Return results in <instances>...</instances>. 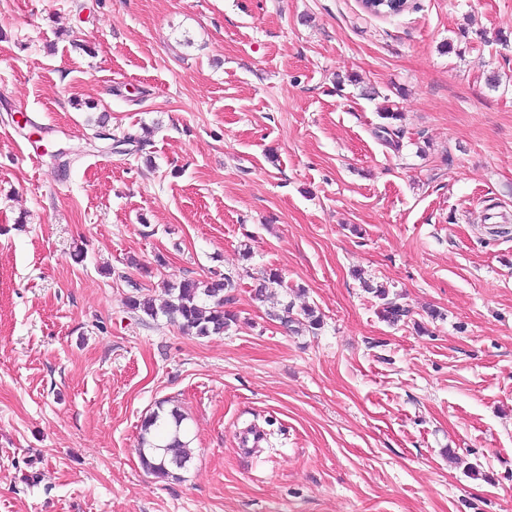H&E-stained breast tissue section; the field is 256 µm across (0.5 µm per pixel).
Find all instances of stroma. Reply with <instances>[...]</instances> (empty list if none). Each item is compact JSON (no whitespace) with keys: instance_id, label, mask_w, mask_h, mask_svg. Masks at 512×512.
<instances>
[{"instance_id":"1","label":"stroma","mask_w":512,"mask_h":512,"mask_svg":"<svg viewBox=\"0 0 512 512\" xmlns=\"http://www.w3.org/2000/svg\"><path fill=\"white\" fill-rule=\"evenodd\" d=\"M0 512H512V0H0ZM233 287V276L226 274L222 279L211 281L187 279L170 286V299L161 308H156L150 299L135 295L126 298V306L152 320H156L160 312L170 320H179L184 331L209 337L223 334L238 320L233 310L224 309L229 301L224 298V291ZM206 301L210 303L207 305ZM363 285L368 293L373 294L374 297L382 301L379 313L384 321L395 325L398 322L403 321L404 317L409 316V309L398 303L395 299L389 298V289L383 284L374 285L367 281H363ZM275 319L279 320L284 326L292 327V325L298 326L297 328L304 327L309 332L316 333L317 330L321 329L323 323L320 313L312 306H305L300 308L299 312L294 313V306L292 303L284 305L283 308L277 313H272ZM164 403L143 420L137 448L143 468L160 479L172 476L173 468L182 469L191 459L185 417L177 408L166 411Z\"/></svg>"}]
</instances>
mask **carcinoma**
Instances as JSON below:
<instances>
[{
    "label": "carcinoma",
    "instance_id": "1",
    "mask_svg": "<svg viewBox=\"0 0 512 512\" xmlns=\"http://www.w3.org/2000/svg\"><path fill=\"white\" fill-rule=\"evenodd\" d=\"M274 284L281 285V275L272 269L263 273L253 288L254 299L264 301ZM363 285L367 292L381 301L379 313L384 321L395 325L409 316L410 310L389 298V289L384 285L367 281ZM232 287L234 279L231 275L211 281L187 279L170 286V299L161 308L155 307L150 299L135 295L126 298V306L153 320L163 314L180 321L183 330L198 337H209L224 333L237 322L236 313L224 309V303L228 302L224 291ZM273 317L286 327L301 326L312 333L322 325L320 313L312 306L302 307L296 312L293 304L289 303ZM184 420L178 409L166 410L162 402L143 420L137 451L141 465L148 473L166 479L172 476L173 469H182L190 461V439Z\"/></svg>",
    "mask_w": 512,
    "mask_h": 512
}]
</instances>
